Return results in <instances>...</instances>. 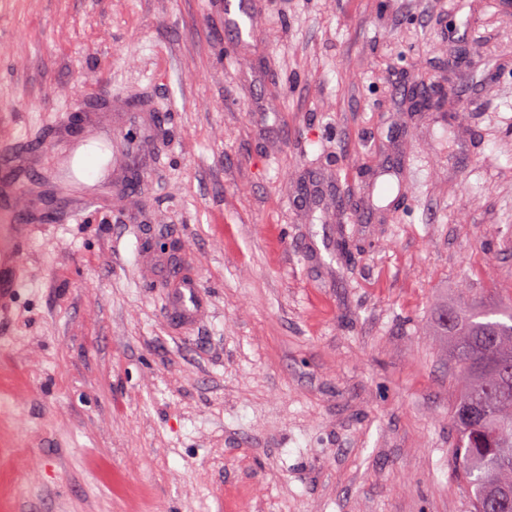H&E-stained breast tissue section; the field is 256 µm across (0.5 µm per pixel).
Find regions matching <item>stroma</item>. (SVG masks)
I'll return each instance as SVG.
<instances>
[{"label": "stroma", "instance_id": "obj_1", "mask_svg": "<svg viewBox=\"0 0 512 512\" xmlns=\"http://www.w3.org/2000/svg\"><path fill=\"white\" fill-rule=\"evenodd\" d=\"M230 40L222 0H0V148L65 189L23 193L0 512H473L434 317L512 297V0H257Z\"/></svg>", "mask_w": 512, "mask_h": 512}]
</instances>
